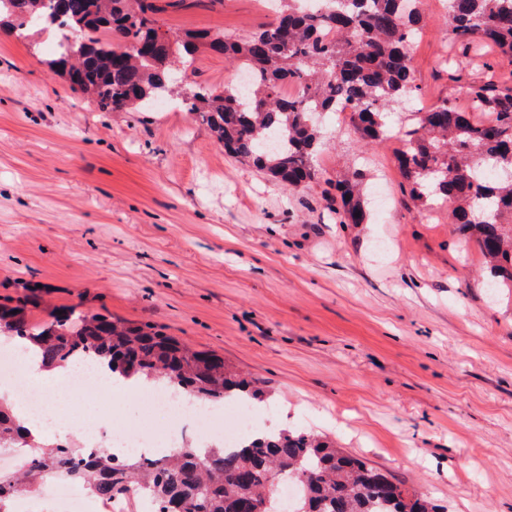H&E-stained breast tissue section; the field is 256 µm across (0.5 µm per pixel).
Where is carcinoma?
Segmentation results:
<instances>
[{"mask_svg":"<svg viewBox=\"0 0 512 512\" xmlns=\"http://www.w3.org/2000/svg\"><path fill=\"white\" fill-rule=\"evenodd\" d=\"M420 0H328L318 10L286 0L275 21L239 38L189 33L178 41L160 34L154 0H0V28L23 32L30 24L58 23L66 31L53 65L71 88L102 111L141 109L176 93L224 152L253 164L290 191L320 178L315 156L321 129L315 115L352 106L349 126L368 145L387 135L386 114L413 107L397 160L414 206L448 209L463 245L474 241L491 265L490 288H512V179L497 167L512 161V0H442L448 35L459 54L494 51L510 67L415 108L418 87L409 47L420 34ZM235 64L247 82L222 90L186 83L171 74L182 51V71L193 67L197 43ZM340 224L369 219L363 173L336 183ZM0 335L39 348L50 365L105 360L112 373L165 384L212 404L264 401L265 392L241 379L213 351L197 350L152 324H136L73 309L34 322L28 303L0 308ZM24 443L22 429L0 406V448ZM298 490L292 512H439L423 493L392 481L381 469L336 444L291 429L251 436L242 446H183L161 457L118 458L69 444L31 450L20 472L0 476V512H12L19 490L49 476H64L103 501L144 494L156 512H263L278 498L281 473Z\"/></svg>","mask_w":512,"mask_h":512,"instance_id":"carcinoma-1","label":"carcinoma"}]
</instances>
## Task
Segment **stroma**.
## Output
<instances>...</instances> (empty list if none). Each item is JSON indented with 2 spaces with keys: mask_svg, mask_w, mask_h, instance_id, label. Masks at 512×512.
<instances>
[{
  "mask_svg": "<svg viewBox=\"0 0 512 512\" xmlns=\"http://www.w3.org/2000/svg\"><path fill=\"white\" fill-rule=\"evenodd\" d=\"M170 34L248 36L265 0H159ZM448 18L426 0L410 53L424 105L450 80ZM39 28L0 37V305L150 323L266 391L261 427L335 439L441 512H512V289L490 293L477 245L424 222L395 151L407 118L363 145L323 120L319 182L299 192L223 148L175 98L103 112L51 67ZM240 76L198 47L187 76ZM373 177L368 223L340 224L337 178Z\"/></svg>",
  "mask_w": 512,
  "mask_h": 512,
  "instance_id": "1",
  "label": "stroma"
}]
</instances>
